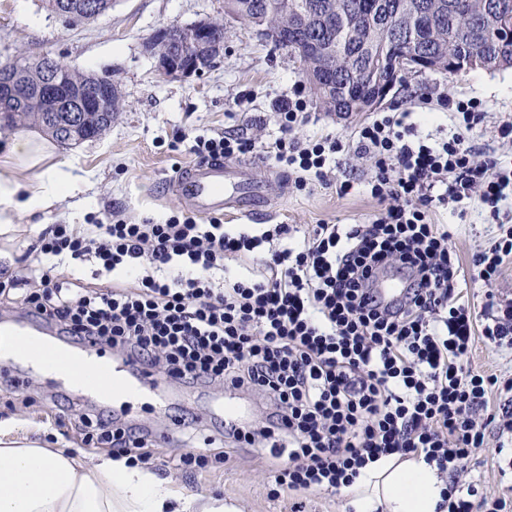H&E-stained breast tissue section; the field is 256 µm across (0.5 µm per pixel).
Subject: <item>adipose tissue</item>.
Wrapping results in <instances>:
<instances>
[{"mask_svg": "<svg viewBox=\"0 0 512 512\" xmlns=\"http://www.w3.org/2000/svg\"><path fill=\"white\" fill-rule=\"evenodd\" d=\"M52 143L14 137L0 160V224L65 199L79 177ZM445 482L420 459L394 460L352 488L356 512H436ZM0 512H239L224 499L180 492L152 471L63 448H0Z\"/></svg>", "mask_w": 512, "mask_h": 512, "instance_id": "obj_1", "label": "adipose tissue"}]
</instances>
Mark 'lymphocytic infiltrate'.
Instances as JSON below:
<instances>
[{
    "instance_id": "obj_1",
    "label": "lymphocytic infiltrate",
    "mask_w": 512,
    "mask_h": 512,
    "mask_svg": "<svg viewBox=\"0 0 512 512\" xmlns=\"http://www.w3.org/2000/svg\"><path fill=\"white\" fill-rule=\"evenodd\" d=\"M439 104L455 131L434 145L396 108L345 140L293 138L310 106L300 87L273 102L274 140L179 134L172 150L187 146L200 161L262 153L299 191L316 182L345 194L333 173L337 155H372L368 186L381 209L366 223L317 224L304 236L288 224L253 234L179 211L162 222L113 212L93 224H49L25 264L0 270V304L139 356L181 386L260 398L254 420L185 422L178 469L218 470L230 449L255 448L277 492L342 496L391 458L414 456L448 476L438 512H506L505 499L479 494L466 474L488 442L480 413L489 394L504 398L493 420L512 441V378L468 362L479 339L512 350V302L492 291L512 262V226L498 227L466 268L452 231L432 223L430 211L451 202L499 215L512 204V164L493 153L476 159L465 138L486 117L483 101L446 95ZM63 258L96 262L111 285H77L61 275ZM386 268L409 292L394 309L373 287ZM476 285L485 289L479 307L463 294ZM75 425L84 444L106 445L133 466L152 461V428L103 409L79 412Z\"/></svg>"
}]
</instances>
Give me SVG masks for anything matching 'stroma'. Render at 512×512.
<instances>
[{
    "instance_id": "35a3bbf8",
    "label": "stroma",
    "mask_w": 512,
    "mask_h": 512,
    "mask_svg": "<svg viewBox=\"0 0 512 512\" xmlns=\"http://www.w3.org/2000/svg\"><path fill=\"white\" fill-rule=\"evenodd\" d=\"M202 19L223 24V54L201 75L166 77L146 53V40L164 25L185 26ZM44 55L87 74L111 75L125 107L99 138L57 148L55 161L74 164L83 177L72 195L48 210L20 215L15 223L0 227V266L11 268L17 266L23 245L43 225L83 224L91 215L112 211L136 221L180 210L177 197L164 192L163 185L180 167L192 163L193 157L170 150L174 135L194 129L246 132L251 113L269 111L276 96L305 83L300 62L287 50L273 48L257 27L225 15L224 0H116L105 15L72 26L51 13L43 0H0V64ZM414 93L435 99L454 93L478 97L487 115L471 138L477 156L490 152L512 156V143L499 139L497 133L501 121L512 119V70L409 74L395 84L384 106H408ZM368 119L365 113L339 119L315 102L308 120L294 135L302 141L328 133L347 137ZM373 165L368 157H340L336 176L350 183L347 195L337 196L335 190L317 184L300 192L289 190L287 198L273 202L268 214L251 220L250 229L294 224L306 233L316 224L366 222L379 210L367 186ZM432 220L457 225L454 246L466 266L497 224L487 211L471 209L463 215L452 203L436 209ZM30 392L35 402L26 407L13 389H0V441L97 455V448L84 446L73 420L58 425L49 417L43 404L47 392L39 382H32ZM173 394L172 404L165 408L150 407L148 399H140L134 405L135 422L165 430L180 410L194 413L206 407L219 413L226 402L224 395L206 389L177 387ZM175 452L174 444L159 443L153 450L152 471L175 480L184 493L220 495L240 512L349 510L346 496H272L268 472L247 454L223 469L188 474L171 464ZM473 471L482 475L485 491L512 500V453H500L495 445H488L478 454Z\"/></svg>"
}]
</instances>
